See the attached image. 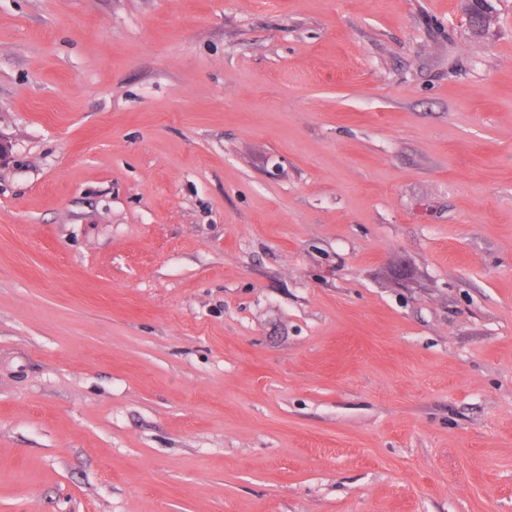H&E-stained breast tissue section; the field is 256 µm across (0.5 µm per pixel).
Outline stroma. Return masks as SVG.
Listing matches in <instances>:
<instances>
[{"instance_id":"1","label":"stroma","mask_w":512,"mask_h":512,"mask_svg":"<svg viewBox=\"0 0 512 512\" xmlns=\"http://www.w3.org/2000/svg\"><path fill=\"white\" fill-rule=\"evenodd\" d=\"M0 0V512H512V0Z\"/></svg>"}]
</instances>
